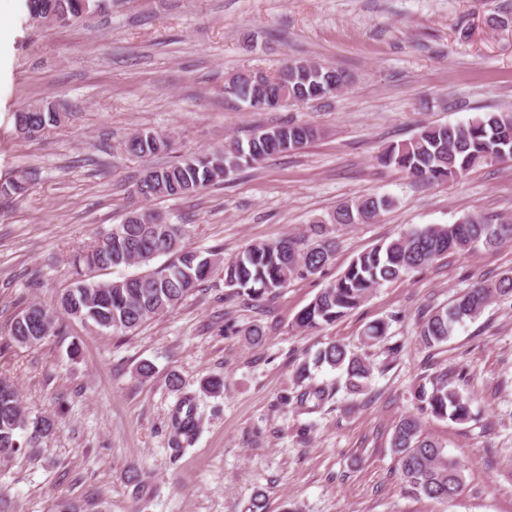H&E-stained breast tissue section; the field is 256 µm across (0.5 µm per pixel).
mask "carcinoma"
<instances>
[{
	"instance_id": "carcinoma-1",
	"label": "carcinoma",
	"mask_w": 512,
	"mask_h": 512,
	"mask_svg": "<svg viewBox=\"0 0 512 512\" xmlns=\"http://www.w3.org/2000/svg\"><path fill=\"white\" fill-rule=\"evenodd\" d=\"M33 18L66 25L88 13L84 0H28ZM347 76L342 71L302 59L287 61L277 74L263 79L262 91L292 102L325 98L342 89ZM241 100L257 91L251 75H238L224 87ZM57 113L34 100L15 114V128L26 139H35L57 127ZM313 128L303 124L255 127L247 141H233L221 151L190 154L178 162L147 169L137 183L144 205L127 212L120 224L94 232L91 241L72 260L75 277L57 301L47 308L32 303L10 323L8 342L18 347L39 345L61 321L91 324L100 331L132 334L146 321L174 309L215 267L224 270V285L259 300L286 286L296 276L313 275L331 262L336 241L328 225L364 224L378 219L395 204L390 196H365L339 205L328 217L309 225L308 238L284 236L274 242H258L222 263L204 257L189 245L185 224H170L148 203L182 198L224 182L232 172L258 163L274 154L299 151L314 138ZM167 138L148 129L129 136L127 154L144 158L169 149ZM376 160L399 170L407 178L425 184L446 183L463 178L486 164L512 160V112H485L464 123L428 124L411 139L382 148ZM27 176L19 174L0 183V193L13 196L25 190ZM512 243V222L493 224L478 213H469L451 224L411 229L359 253L335 281L323 288L297 315L295 325L314 332L331 325L358 308L386 282H397L413 271L450 253L484 248L496 250ZM165 256L157 267L150 263ZM139 265L146 270L120 280H96L94 274L118 266ZM495 299L512 300V271L494 280L479 279L459 292L444 308L419 316L416 340L432 349L448 342L455 327L477 320ZM390 323L377 320L362 336L368 342L384 339ZM324 365L346 376L345 387L360 392L371 377L372 367L339 342L320 349L312 363H303L299 377H309L310 367ZM463 371L442 369L430 378L431 388L418 386L414 399L418 414L403 416L395 426L391 448L406 492L436 501L456 499L465 483L464 465L448 457L444 445L424 432L420 416L466 422L471 418L470 399L463 396L457 380ZM332 398V390L311 386L297 395L304 406L317 409ZM48 415L30 418L20 393L7 377H0V457L22 449L34 451L53 430Z\"/></svg>"
}]
</instances>
